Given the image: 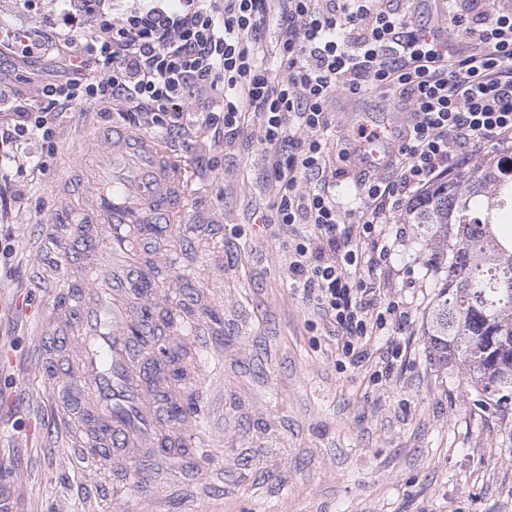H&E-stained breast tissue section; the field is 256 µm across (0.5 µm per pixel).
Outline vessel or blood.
<instances>
[{
	"label": "vessel or blood",
	"instance_id": "vessel-or-blood-1",
	"mask_svg": "<svg viewBox=\"0 0 512 512\" xmlns=\"http://www.w3.org/2000/svg\"><path fill=\"white\" fill-rule=\"evenodd\" d=\"M92 159L85 178H64L53 222L64 251L78 249V270H65L45 328L65 362L50 376L71 393L79 425L68 428L70 457L83 464L111 462L114 452L167 454L162 438L184 435L189 418L162 419L166 392L156 381L160 362L143 358L144 339L166 340L202 330L170 307L183 276L182 253L167 248L143 264L141 247L179 237L194 242L187 222L190 183L181 159L156 135L113 123L86 142Z\"/></svg>",
	"mask_w": 512,
	"mask_h": 512
}]
</instances>
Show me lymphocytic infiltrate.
<instances>
[{
  "instance_id": "lymphocytic-infiltrate-1",
  "label": "lymphocytic infiltrate",
  "mask_w": 512,
  "mask_h": 512,
  "mask_svg": "<svg viewBox=\"0 0 512 512\" xmlns=\"http://www.w3.org/2000/svg\"><path fill=\"white\" fill-rule=\"evenodd\" d=\"M107 0H68L40 28L0 25V49L35 67L47 43L64 48L71 74L39 100L0 93V162L30 141L49 170L56 119L76 105L120 102L137 128L222 131L263 145L273 223L306 227L288 278L329 317L350 363L369 359L367 337L396 318L367 273L387 266L380 235L397 212L439 180L512 144V7L445 0L435 24L412 25L381 0H150L111 15ZM280 30L277 68L263 52L268 18ZM379 92L410 114L395 151L396 178L361 180L356 224L329 192L324 136L336 94Z\"/></svg>"
}]
</instances>
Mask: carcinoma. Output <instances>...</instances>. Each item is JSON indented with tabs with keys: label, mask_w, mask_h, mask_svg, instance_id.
Instances as JSON below:
<instances>
[{
	"label": "carcinoma",
	"mask_w": 512,
	"mask_h": 512,
	"mask_svg": "<svg viewBox=\"0 0 512 512\" xmlns=\"http://www.w3.org/2000/svg\"><path fill=\"white\" fill-rule=\"evenodd\" d=\"M437 274L422 319L440 369L458 365L477 402L512 411V151L434 183L406 211ZM184 350L169 376L187 379Z\"/></svg>",
	"instance_id": "carcinoma-1"
}]
</instances>
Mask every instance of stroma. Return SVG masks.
<instances>
[{
  "label": "stroma",
  "instance_id": "stroma-1",
  "mask_svg": "<svg viewBox=\"0 0 512 512\" xmlns=\"http://www.w3.org/2000/svg\"><path fill=\"white\" fill-rule=\"evenodd\" d=\"M62 0H0V22L39 27ZM64 50L49 47L35 73L0 60V89L36 98L42 82L64 74ZM327 139L340 200L354 203L365 155L342 163L353 126L385 125L391 106L379 94H337ZM111 106L75 107L56 120L58 154L46 173L25 168L23 197L8 217L10 266L0 269V512H512V420L483 408L467 392L460 368L438 370L422 334L433 296L427 251L414 225L400 233L389 270L372 275L382 300L395 302L409 324L392 326L400 355L380 372L384 337L372 338L369 362L354 365L333 327L288 279L296 229L271 223L274 198L260 144H222L189 128L185 145L167 144L193 171L191 220L200 255L188 262L190 283L174 290L208 324L223 356L190 338L188 387L202 417L206 453L193 467L159 460L129 483L100 466L107 493H88L86 472L65 451L62 387L39 366L47 357L40 319L55 301L62 255L48 237L59 178L87 160L81 140L91 123L107 124Z\"/></svg>",
  "mask_w": 512,
  "mask_h": 512
}]
</instances>
